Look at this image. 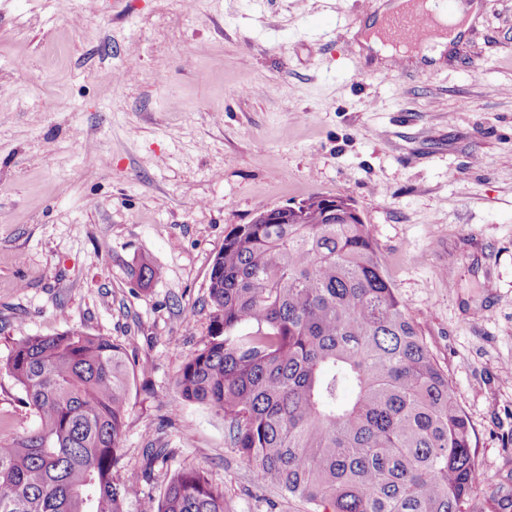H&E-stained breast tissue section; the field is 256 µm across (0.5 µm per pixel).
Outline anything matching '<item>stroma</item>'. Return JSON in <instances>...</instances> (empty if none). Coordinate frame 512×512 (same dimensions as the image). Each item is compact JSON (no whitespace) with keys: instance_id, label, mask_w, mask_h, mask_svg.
I'll use <instances>...</instances> for the list:
<instances>
[{"instance_id":"35a3bbf8","label":"stroma","mask_w":512,"mask_h":512,"mask_svg":"<svg viewBox=\"0 0 512 512\" xmlns=\"http://www.w3.org/2000/svg\"><path fill=\"white\" fill-rule=\"evenodd\" d=\"M374 3L0 0V365L72 328L126 345L121 465L167 451L131 512L186 467L232 512H311L256 486L174 379L227 235L317 195L367 224L472 426L464 512H512V0H484L441 64L384 70L352 37ZM24 399L0 369V441L35 428Z\"/></svg>"}]
</instances>
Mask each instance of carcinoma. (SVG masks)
Wrapping results in <instances>:
<instances>
[{"label":"carcinoma","instance_id":"cac0c4a2","mask_svg":"<svg viewBox=\"0 0 512 512\" xmlns=\"http://www.w3.org/2000/svg\"><path fill=\"white\" fill-rule=\"evenodd\" d=\"M286 224H243L214 261L212 322L177 372L178 399L224 418L258 485L316 512H462L478 466L470 422L386 277L363 221L320 198ZM36 428L0 442V512H129L145 473L119 475L126 347L79 329L29 336L0 370ZM350 392H345V389ZM158 512H231L199 468Z\"/></svg>","mask_w":512,"mask_h":512}]
</instances>
